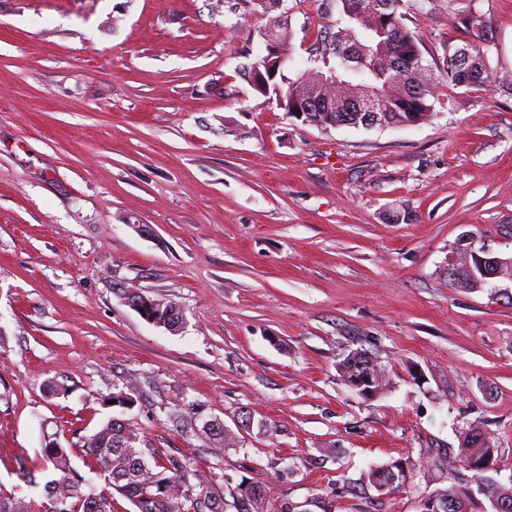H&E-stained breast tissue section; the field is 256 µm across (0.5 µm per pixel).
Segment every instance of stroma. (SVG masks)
<instances>
[{"mask_svg": "<svg viewBox=\"0 0 512 512\" xmlns=\"http://www.w3.org/2000/svg\"><path fill=\"white\" fill-rule=\"evenodd\" d=\"M278 12L292 78L338 10ZM471 13L496 82L438 85L417 125L321 128L251 87L256 0H0L1 489L36 495L42 448L92 435L121 391L145 436L262 484L270 512H419L473 483V427L512 485V300L443 273L466 233L512 256V0H418L406 25L439 76ZM360 350L372 397L339 370ZM393 462L407 481L379 494L365 475ZM144 297L146 300L140 295L134 296L133 299L138 298L142 302V306L148 312H153V313L159 312L160 317L169 315L170 320L174 317L177 318L178 315H182L179 307H177L176 305L168 304V301L161 302V300L159 298H152V297H148V296H144ZM130 306L133 307L135 310H137L139 312V314L141 315V317L143 319H145L146 321L153 323L159 327H163L168 331H176L182 325V317H180V320L177 323L169 321V317H166L165 319H162V320H157L154 317H151L150 314L148 312H146L140 306V304L138 302L132 303V304H130ZM373 363L366 365V369L361 373H354L349 379V384L362 396L368 397L375 395L379 390V375L374 368ZM472 432H479L475 429L470 430L468 433L465 434L463 444H461V449L463 453L464 459L462 460L464 465L466 466V463L471 460H479L486 457L493 456L494 462L497 461V458H495V452L497 449L495 448V445L491 442L490 439L488 441L481 440L483 437L478 438V440H469L468 435Z\"/></svg>", "mask_w": 512, "mask_h": 512, "instance_id": "35a3bbf8", "label": "stroma"}]
</instances>
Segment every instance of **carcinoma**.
Listing matches in <instances>:
<instances>
[{
	"mask_svg": "<svg viewBox=\"0 0 512 512\" xmlns=\"http://www.w3.org/2000/svg\"><path fill=\"white\" fill-rule=\"evenodd\" d=\"M340 22L336 24L329 51L321 64L288 78L283 73L291 44L287 22L275 19L261 37L279 46L280 52L266 51L254 62L261 80L253 89L261 94L274 90L281 96V108L299 111L316 126L328 128L364 124V117L349 110L347 99L352 77L378 91L385 100V122L402 126L421 123L433 112L436 79L424 64L421 41L404 23L405 0H336ZM462 25L469 38L462 41L468 55L456 63L458 46L447 44L444 51V81L453 88L479 89L494 80L489 64L493 45L490 23L480 14L467 17ZM323 96L329 109L305 107V97L313 90ZM148 312L176 318L179 307L148 297L142 300ZM463 462L495 455L491 441L464 439ZM80 455L91 472L98 474L104 486L96 490L90 481L71 467V457ZM53 469L60 476L47 481L40 498L17 500L0 492V512H117V498L128 500L135 512H268L262 486L239 484L226 500L224 492L213 487V480L192 469L184 454L175 455L161 444L140 435L136 422L108 420L82 444L65 448L50 443L42 449L41 470ZM483 482V497L491 504L507 503L508 508L492 512H512V486L507 487L483 473H475ZM440 499L456 503L455 512H473L475 497L459 480L432 492Z\"/></svg>",
	"mask_w": 512,
	"mask_h": 512,
	"instance_id": "carcinoma-1",
	"label": "carcinoma"
}]
</instances>
